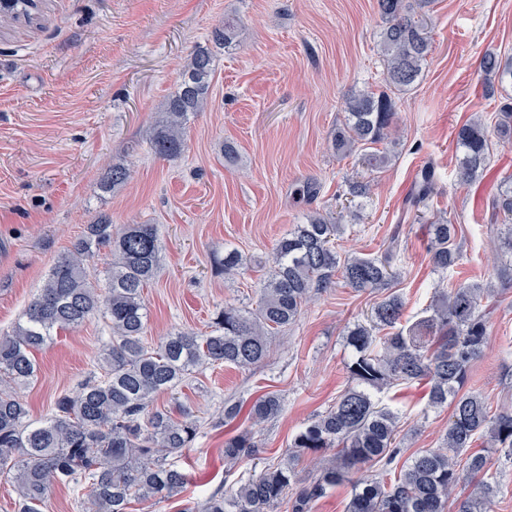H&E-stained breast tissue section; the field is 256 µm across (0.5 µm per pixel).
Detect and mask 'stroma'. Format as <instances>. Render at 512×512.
<instances>
[{
  "mask_svg": "<svg viewBox=\"0 0 512 512\" xmlns=\"http://www.w3.org/2000/svg\"><path fill=\"white\" fill-rule=\"evenodd\" d=\"M431 52L415 85L396 93L397 145L374 175V192L336 244L340 255H387L394 284L420 318L435 289L492 280L501 264L493 244L501 221L492 207L512 179V145L491 136L489 165L474 185L456 178V132L473 115L494 125L512 99V83L484 93L485 53L512 62V0H434ZM237 22L232 47L216 50L212 103L187 125L181 155L151 152L156 112L173 93L191 51L208 45L225 18ZM383 21L376 0H41L27 25L0 18V334L11 332L37 296L55 260L99 214L115 228L154 224L163 243L160 266L144 291V343L168 333L202 334L224 305H251L273 265L274 249L292 225L320 212L343 215L346 180L362 166L331 148L352 90L383 87L376 51ZM132 170L109 192L101 180L112 164ZM435 184L424 205L408 199L423 167ZM314 195H304L305 183ZM458 229L460 260L434 268L429 225ZM237 249L251 263L225 277L217 261ZM377 295L354 292L341 276L306 306L297 322L275 333L263 362L216 364L194 373L154 406L197 415L193 447L168 461L188 477L163 502H132L130 512H183L216 493L228 495L278 461L293 435L347 387L348 326L366 320ZM489 341L467 387L495 407L512 405V288L500 292ZM108 329L102 316L59 332L34 354V380L18 389L29 419L50 416L56 398L74 392L96 370ZM281 413L256 430L259 458L224 463L228 402L266 392ZM400 413L404 456L441 447L448 408L427 406L422 385L382 396Z\"/></svg>",
  "mask_w": 512,
  "mask_h": 512,
  "instance_id": "stroma-1",
  "label": "stroma"
}]
</instances>
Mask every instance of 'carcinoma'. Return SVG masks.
Segmentation results:
<instances>
[{"label":"carcinoma","instance_id":"cac0c4a2","mask_svg":"<svg viewBox=\"0 0 512 512\" xmlns=\"http://www.w3.org/2000/svg\"><path fill=\"white\" fill-rule=\"evenodd\" d=\"M432 0H377L383 19L378 54L385 65L386 86L399 91L419 79L431 49L426 8ZM37 0H0V16L33 22ZM236 37L232 21L212 32L217 48H228ZM488 87L492 78L512 80V64L502 66L493 53L480 62ZM215 71L214 53L196 47L182 79L162 103L151 140L155 155L179 156L185 146L190 118L205 111ZM398 103L387 92L360 91L345 103V121L336 127L331 146L341 156L361 154L373 171L390 162L371 146L392 136ZM495 131L512 142V104L501 105ZM462 152L457 180L470 185L488 165L489 133L484 123L470 119L457 131ZM131 176L115 164L103 177V188L115 190ZM434 171L421 170L414 204L428 198ZM373 185L351 179L348 195L368 198ZM496 209L503 212L508 231L497 236L504 256H512V187L499 193ZM340 225L311 215L295 224L276 246V262L263 279L256 307L226 305L213 318L211 331L198 336L174 331L159 346L143 343L147 329L144 288L160 261L161 240L154 224H126L112 232V218L97 217L58 257L24 319L12 332L0 335V473L12 475L19 512H41L56 484H87L85 512H127L131 498L165 501L182 489L186 475L166 466L168 455L192 447L200 420L190 411L179 420L154 408L157 395L176 389L208 365L249 367L262 361L272 334L293 325L304 306L324 288L335 272L358 293H379L370 325L347 331L352 354L345 363L350 385L326 411L294 435L285 458L265 467L230 496L214 494L201 512H271L291 494V512H310L328 490L351 485L347 512H445L459 482L472 491L456 499L455 512H493L500 484L491 473L494 459L512 463V408L494 410L482 395L466 385L474 362L488 344V315L483 300L494 296L490 286L460 283L434 292L424 315L404 325V297L391 290L394 272L387 259L343 258L335 239ZM456 225H430V254L435 269L457 266ZM103 249L112 253L105 285L90 281L87 262ZM220 265L229 278L247 266L236 250L224 251ZM108 321L109 342L102 354L103 374L92 375L72 394L58 396L54 411L35 424L16 396V388L35 377L33 353L58 332L76 329L95 314ZM423 383L428 407L450 406L443 446L419 453L393 476L353 478L366 467L394 464L402 454L397 445L399 413L384 404L381 394L400 386ZM282 399L275 392L250 405L247 425L224 440V462L233 464L259 452L253 427L278 416ZM480 443L481 450L470 448ZM319 457L320 469L300 478L295 462L304 454Z\"/></svg>","mask_w":512,"mask_h":512}]
</instances>
